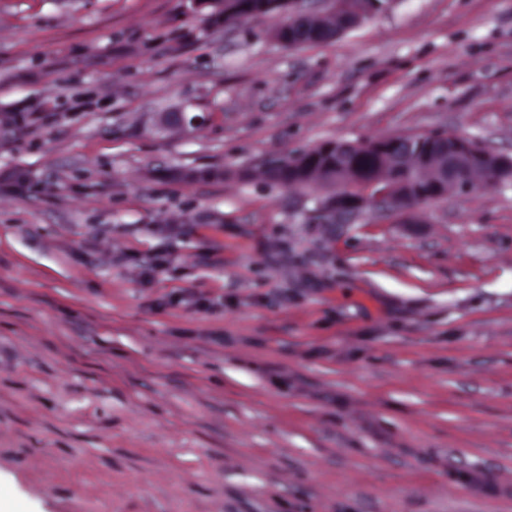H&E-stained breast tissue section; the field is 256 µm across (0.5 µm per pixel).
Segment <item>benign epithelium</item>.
<instances>
[{
    "mask_svg": "<svg viewBox=\"0 0 512 512\" xmlns=\"http://www.w3.org/2000/svg\"><path fill=\"white\" fill-rule=\"evenodd\" d=\"M378 7L376 0H336V10H345L340 32L362 23ZM307 14L294 13L285 28L273 40L291 50L305 41L294 37V30L308 29ZM203 122L181 110L161 112L157 123L163 130L189 133ZM318 158L323 169L336 173L327 193L317 197L314 216L322 223L348 221L365 211L378 215L408 214L420 204L435 202L454 189L459 193L473 190L476 173L492 176L501 184L512 179V157L499 154L478 140L448 131L426 134H398L371 141H330L289 155L290 181L301 189H322L321 181L305 179Z\"/></svg>",
    "mask_w": 512,
    "mask_h": 512,
    "instance_id": "obj_1",
    "label": "benign epithelium"
}]
</instances>
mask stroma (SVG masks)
I'll list each match as a JSON object with an SVG mask.
<instances>
[{
  "label": "stroma",
  "mask_w": 512,
  "mask_h": 512,
  "mask_svg": "<svg viewBox=\"0 0 512 512\" xmlns=\"http://www.w3.org/2000/svg\"><path fill=\"white\" fill-rule=\"evenodd\" d=\"M277 23L0 0V113L38 118L0 128L13 512H512V182L321 224L256 176L441 130L512 156V0H389L292 50ZM180 107L204 125L155 130Z\"/></svg>",
  "instance_id": "obj_1"
}]
</instances>
